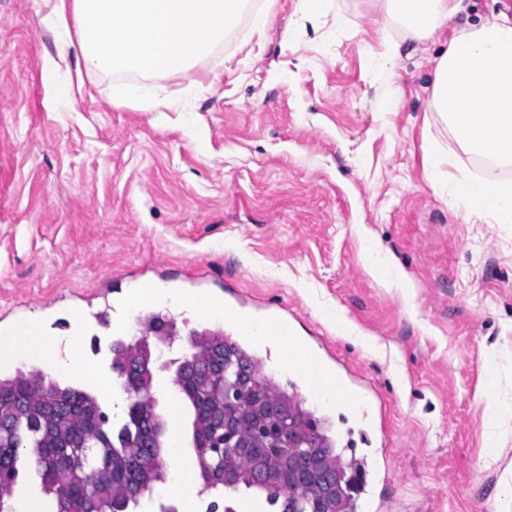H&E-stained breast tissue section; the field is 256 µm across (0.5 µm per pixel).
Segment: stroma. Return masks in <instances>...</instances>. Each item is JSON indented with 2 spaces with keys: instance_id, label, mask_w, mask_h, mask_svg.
<instances>
[{
  "instance_id": "obj_1",
  "label": "stroma",
  "mask_w": 512,
  "mask_h": 512,
  "mask_svg": "<svg viewBox=\"0 0 512 512\" xmlns=\"http://www.w3.org/2000/svg\"><path fill=\"white\" fill-rule=\"evenodd\" d=\"M258 2L269 28L238 16L232 47L195 66L191 133L182 113L113 101V76L78 72L73 54L55 82L81 90L57 111L43 76L58 56L42 22L53 0H0V327L79 344L85 372L59 380L97 395L117 427L109 347L141 314L170 320L152 392L158 413L179 408L191 475L173 373L190 331L213 325L179 300L238 290L253 312L287 315L377 403L363 429L343 407L318 409L364 468L357 512H512V415L484 418L512 404V224L428 181L436 153L444 180L481 171L430 105L448 36L408 40L368 0L306 18L297 0ZM142 281L166 300L130 304Z\"/></svg>"
}]
</instances>
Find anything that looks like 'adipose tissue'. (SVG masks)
Listing matches in <instances>:
<instances>
[{"mask_svg": "<svg viewBox=\"0 0 512 512\" xmlns=\"http://www.w3.org/2000/svg\"><path fill=\"white\" fill-rule=\"evenodd\" d=\"M384 21L397 22L406 37L421 41L447 28L463 0H375ZM242 0H57L45 17L61 37L60 54L76 51L86 70L188 76L193 64L224 37ZM488 104L485 112L476 111ZM431 105L445 119L456 142L496 166H512V21L497 15L455 30L437 60ZM434 157L430 184L444 185ZM491 223L512 224V181L464 178L448 185ZM23 351L64 373L77 356L60 360L55 339L0 336V354Z\"/></svg>", "mask_w": 512, "mask_h": 512, "instance_id": "adipose-tissue-1", "label": "adipose tissue"}]
</instances>
